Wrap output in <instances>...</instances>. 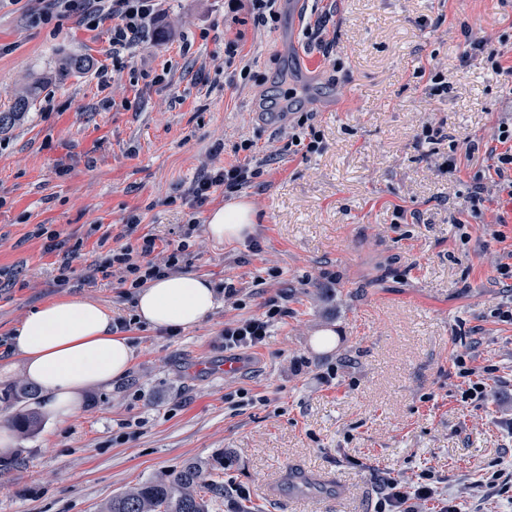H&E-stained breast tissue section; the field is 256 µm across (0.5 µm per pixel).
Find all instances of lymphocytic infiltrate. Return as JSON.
Listing matches in <instances>:
<instances>
[{
    "label": "lymphocytic infiltrate",
    "instance_id": "lymphocytic-infiltrate-1",
    "mask_svg": "<svg viewBox=\"0 0 512 512\" xmlns=\"http://www.w3.org/2000/svg\"><path fill=\"white\" fill-rule=\"evenodd\" d=\"M55 16H62L83 9L89 26H97L102 20L112 22V51L130 49L139 44L145 29L162 20L160 0H53ZM465 156L483 154L493 160L492 178H476L467 200L466 209H479L493 197L512 198V120L500 122L489 139L467 141L463 144ZM246 156L242 162L217 168L195 180L182 196L183 205L191 209L205 204L214 188H224L235 193L249 187L262 176L266 162L253 155L251 142L241 144ZM140 224L138 216L128 218L120 232L113 235V247L105 261L92 262L83 277L85 285L92 286L100 281L112 279L121 286L136 290L148 281L182 272L189 259V240L198 224L189 220L185 224L182 239L163 258H154L156 249L154 237L137 235ZM288 314L281 296L268 297L260 313L229 320L224 324V348L228 351L244 350L265 345L274 327ZM437 483L431 474L406 481L391 477L385 480L377 503V512H415L416 501L436 497Z\"/></svg>",
    "mask_w": 512,
    "mask_h": 512
}]
</instances>
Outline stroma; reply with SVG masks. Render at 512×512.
<instances>
[{"mask_svg": "<svg viewBox=\"0 0 512 512\" xmlns=\"http://www.w3.org/2000/svg\"><path fill=\"white\" fill-rule=\"evenodd\" d=\"M315 6L330 12L318 41L303 35ZM162 7L165 37L148 34L116 57L111 22L91 29L75 11L45 24L51 0H0V113L42 84L23 119L0 129V424L15 441L0 450V512H104L138 482L224 453L235 464L219 480L246 491L251 512H299L287 489L268 493L291 467L317 480L310 512H376L385 478L425 471L444 495L470 486L481 512H502L478 482L512 473V324L496 315L512 285L494 268L512 244V215L495 242L497 204L462 209L487 161L458 156L453 174L434 163L512 112L501 77L485 53L465 52L462 35L483 28L512 43V0H282L265 26L226 14L224 0ZM228 39L252 59L248 78L225 67ZM66 55L90 66L59 82ZM433 66L448 94H433ZM305 115L322 138L313 154L288 145ZM427 122L443 140L421 142ZM246 139L268 159L240 192L258 222L252 240L219 244L206 224L228 195L216 190L194 212L177 199L243 160ZM133 214L160 251L196 219L188 270L213 284L251 289L268 269L278 276L241 311L217 307L194 329L129 331L128 376L52 417L39 390L24 394L30 379L10 333L66 296L131 315L117 283L66 289L52 277L62 251L77 273L104 257L98 240ZM42 225L61 251H45ZM276 293L287 317L224 373L225 319L258 313ZM473 348L493 372L487 399L464 402L453 362ZM331 367L335 379L322 382ZM239 389L270 403L231 412L224 396ZM23 413L38 416L34 428H14Z\"/></svg>", "mask_w": 512, "mask_h": 512, "instance_id": "35a3bbf8", "label": "stroma"}]
</instances>
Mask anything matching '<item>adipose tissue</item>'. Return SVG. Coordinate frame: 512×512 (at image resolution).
<instances>
[{
	"label": "adipose tissue",
	"mask_w": 512,
	"mask_h": 512,
	"mask_svg": "<svg viewBox=\"0 0 512 512\" xmlns=\"http://www.w3.org/2000/svg\"><path fill=\"white\" fill-rule=\"evenodd\" d=\"M255 215L243 200L213 211L207 232L218 243L244 239ZM217 305L212 284L187 274L148 282L136 293L137 321L154 328L188 330L202 324ZM112 310L79 298H60L32 310L12 333V353L48 399L46 409L66 417L75 413L83 391L111 387L127 376L134 350L112 329Z\"/></svg>",
	"instance_id": "obj_1"
}]
</instances>
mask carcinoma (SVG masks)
<instances>
[{"label":"carcinoma","instance_id":"1","mask_svg":"<svg viewBox=\"0 0 512 512\" xmlns=\"http://www.w3.org/2000/svg\"><path fill=\"white\" fill-rule=\"evenodd\" d=\"M89 67V61L78 56L63 57L55 76L64 81ZM32 86L15 101L11 115H22L35 98ZM224 457H218L211 467L187 463L164 478L148 479L135 484L112 498L105 512H208L204 495H220L224 486L213 478V472L224 469Z\"/></svg>","mask_w":512,"mask_h":512}]
</instances>
